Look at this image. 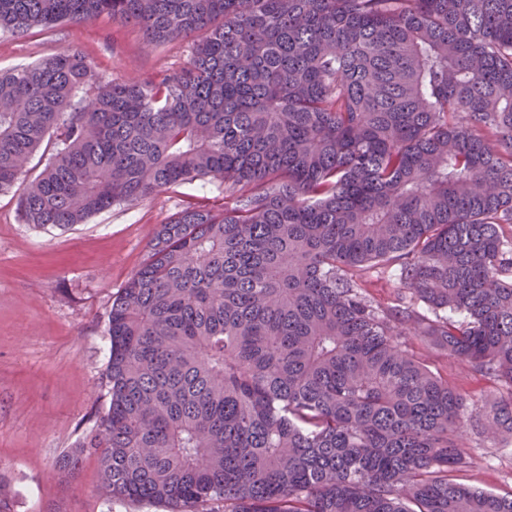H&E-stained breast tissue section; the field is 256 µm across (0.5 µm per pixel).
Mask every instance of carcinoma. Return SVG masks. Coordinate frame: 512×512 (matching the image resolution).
Returning a JSON list of instances; mask_svg holds the SVG:
<instances>
[{
    "label": "carcinoma",
    "mask_w": 512,
    "mask_h": 512,
    "mask_svg": "<svg viewBox=\"0 0 512 512\" xmlns=\"http://www.w3.org/2000/svg\"><path fill=\"white\" fill-rule=\"evenodd\" d=\"M102 16L193 55L150 81L76 44L0 72L21 222L238 195L151 235L61 477L95 456L100 498L163 512H512L448 479L473 427L512 438V0H0L15 36ZM389 271L385 310L362 278ZM415 339L509 398L473 419Z\"/></svg>",
    "instance_id": "obj_1"
}]
</instances>
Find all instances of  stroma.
Returning a JSON list of instances; mask_svg holds the SVG:
<instances>
[{"label":"stroma","mask_w":512,"mask_h":512,"mask_svg":"<svg viewBox=\"0 0 512 512\" xmlns=\"http://www.w3.org/2000/svg\"><path fill=\"white\" fill-rule=\"evenodd\" d=\"M79 45L108 79L149 80L179 71L193 42L147 46L142 29L100 18L80 26L57 24L18 37L0 33V71L25 67ZM222 181L180 185L153 198L103 212L69 229H33L18 218L16 195H0V469L14 489V512H102L99 466L86 457L78 477L58 483L57 460L86 435L104 410L106 346L112 298L148 259L157 224L187 203L222 208ZM432 370L447 377L480 416L501 397L483 373L445 353L422 347ZM469 464L451 479L500 495L512 494V444L471 432Z\"/></svg>","instance_id":"stroma-1"}]
</instances>
